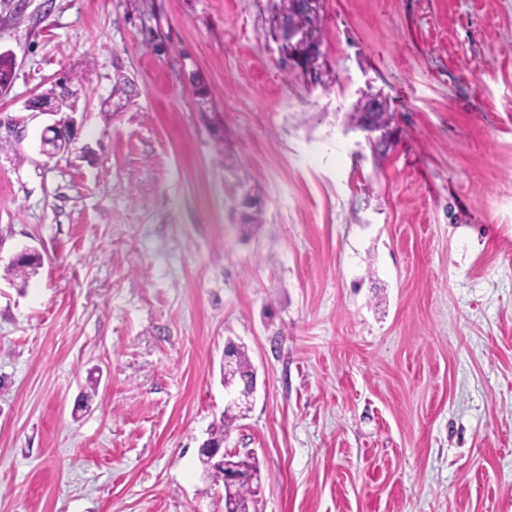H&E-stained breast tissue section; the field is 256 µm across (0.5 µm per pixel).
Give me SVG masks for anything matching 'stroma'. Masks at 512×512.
<instances>
[{
    "mask_svg": "<svg viewBox=\"0 0 512 512\" xmlns=\"http://www.w3.org/2000/svg\"><path fill=\"white\" fill-rule=\"evenodd\" d=\"M281 18L0 0V512H224L199 448L230 339L250 512H512V0H320L314 81ZM63 76L50 158L29 103ZM76 126L77 123L73 117H67L66 119L58 120L55 121L52 125H49L46 131L53 128L54 137L47 139L46 142H43L45 146H52L49 150L44 149V152L50 157H54L68 149L73 139V131L76 129ZM61 131H64L66 136L59 135ZM238 346L232 344L224 348V368H227L234 359V352ZM251 363L244 346L237 349L236 361L224 372V380L228 383H236L249 375ZM224 390L225 400L227 401L225 409L229 405H236L237 407H241L242 405H248L250 398H252L256 390L255 371L252 370V374L250 375L249 378L246 379L243 385L234 388L224 385Z\"/></svg>",
    "mask_w": 512,
    "mask_h": 512,
    "instance_id": "35a3bbf8",
    "label": "stroma"
}]
</instances>
